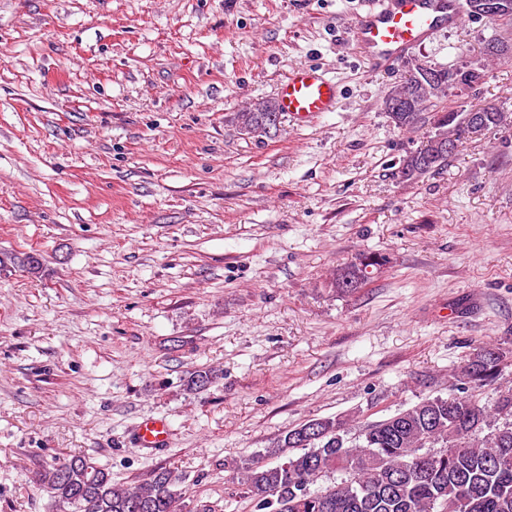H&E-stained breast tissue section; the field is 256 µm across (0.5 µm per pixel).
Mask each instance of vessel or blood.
<instances>
[{"label": "vessel or blood", "instance_id": "1", "mask_svg": "<svg viewBox=\"0 0 512 512\" xmlns=\"http://www.w3.org/2000/svg\"><path fill=\"white\" fill-rule=\"evenodd\" d=\"M464 21L457 0H378L377 8L357 16L353 37L369 59L390 64L439 29L455 28ZM337 96L336 83L319 68L306 64L290 70L276 93L281 114L294 122L332 111ZM170 431L165 419L143 421L135 429L134 444L140 448L165 447Z\"/></svg>", "mask_w": 512, "mask_h": 512}]
</instances>
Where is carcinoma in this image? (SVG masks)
Here are the masks:
<instances>
[{
  "mask_svg": "<svg viewBox=\"0 0 512 512\" xmlns=\"http://www.w3.org/2000/svg\"><path fill=\"white\" fill-rule=\"evenodd\" d=\"M482 55L512 62V37L484 43ZM427 80L409 63L382 109L399 130L432 125L427 144L406 154L401 164L422 178L448 164L453 154L434 147L443 135L456 145L471 138L462 113L442 105L448 83L478 85L484 65L470 60L432 65ZM482 130L500 127L507 113L483 106ZM280 115L271 99L236 112L232 122L251 137L267 135L270 115ZM34 253L0 258L37 274ZM387 263L379 253H363L336 271L332 286L353 292ZM512 368V342L475 345L453 374L458 393L425 396L382 420L363 423L351 433L356 417L310 419L285 433L271 454L274 465L255 460L235 464L238 483L255 512H512V388L498 391L490 405L479 392ZM217 378L212 369L187 380L201 391ZM41 482L61 512H183L179 478L160 468L138 485L112 482V474L83 456L49 465Z\"/></svg>",
  "mask_w": 512,
  "mask_h": 512,
  "instance_id": "carcinoma-1",
  "label": "carcinoma"
}]
</instances>
